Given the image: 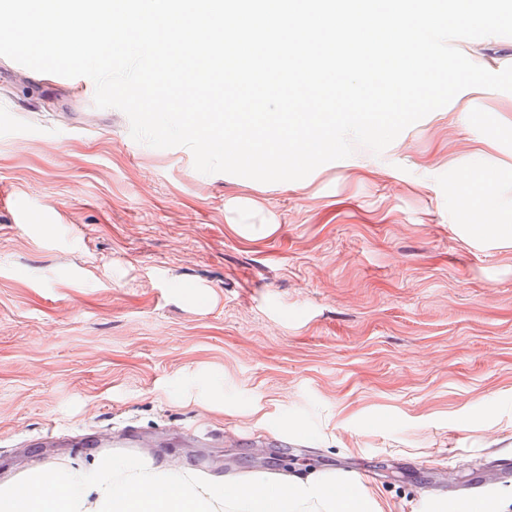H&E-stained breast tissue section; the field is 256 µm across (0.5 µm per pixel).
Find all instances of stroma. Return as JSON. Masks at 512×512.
Instances as JSON below:
<instances>
[{"instance_id":"stroma-1","label":"stroma","mask_w":512,"mask_h":512,"mask_svg":"<svg viewBox=\"0 0 512 512\" xmlns=\"http://www.w3.org/2000/svg\"><path fill=\"white\" fill-rule=\"evenodd\" d=\"M456 46L512 65V37ZM94 93L0 56V482L96 456L27 443L51 423L205 473L342 469L391 512H512V484L448 489L512 456V247L457 230L512 225V92L288 183L200 173ZM461 157L494 208L462 201ZM126 434H110L99 431L80 435V439L75 443L78 446L91 445L94 448H150L153 446V440L142 436L141 439H135Z\"/></svg>"}]
</instances>
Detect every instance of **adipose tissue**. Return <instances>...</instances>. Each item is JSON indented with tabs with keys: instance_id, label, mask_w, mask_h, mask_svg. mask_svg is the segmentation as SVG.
<instances>
[{
	"instance_id": "obj_1",
	"label": "adipose tissue",
	"mask_w": 512,
	"mask_h": 512,
	"mask_svg": "<svg viewBox=\"0 0 512 512\" xmlns=\"http://www.w3.org/2000/svg\"><path fill=\"white\" fill-rule=\"evenodd\" d=\"M0 512H387V506L341 470L206 477L173 459L104 452L88 466L50 464L0 482Z\"/></svg>"
}]
</instances>
